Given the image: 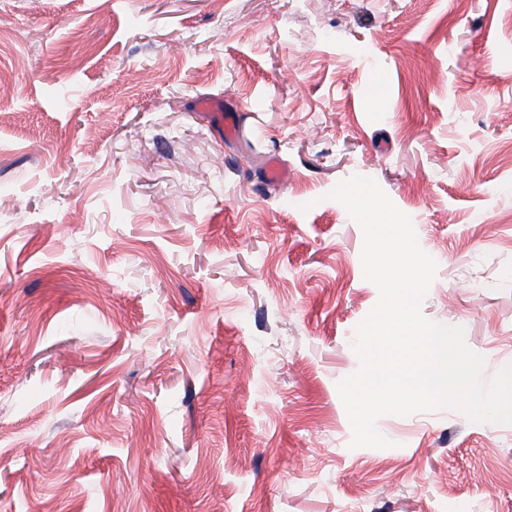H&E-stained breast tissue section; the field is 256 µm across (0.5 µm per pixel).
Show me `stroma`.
<instances>
[{
	"mask_svg": "<svg viewBox=\"0 0 512 512\" xmlns=\"http://www.w3.org/2000/svg\"><path fill=\"white\" fill-rule=\"evenodd\" d=\"M355 175L491 379L512 0H0V512H512V425L386 415L391 447L350 446L379 291L328 194ZM196 108L199 112H206L210 121L224 133L226 138L234 136L237 131V118L233 112L224 109V100L221 98L200 99Z\"/></svg>",
	"mask_w": 512,
	"mask_h": 512,
	"instance_id": "35a3bbf8",
	"label": "stroma"
}]
</instances>
